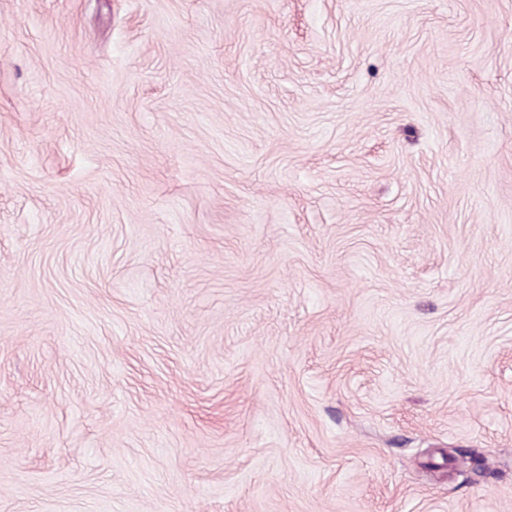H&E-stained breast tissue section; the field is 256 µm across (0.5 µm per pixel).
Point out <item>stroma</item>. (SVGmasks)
Segmentation results:
<instances>
[{
  "label": "stroma",
  "mask_w": 512,
  "mask_h": 512,
  "mask_svg": "<svg viewBox=\"0 0 512 512\" xmlns=\"http://www.w3.org/2000/svg\"><path fill=\"white\" fill-rule=\"evenodd\" d=\"M0 512H512V0H0Z\"/></svg>",
  "instance_id": "stroma-1"
}]
</instances>
